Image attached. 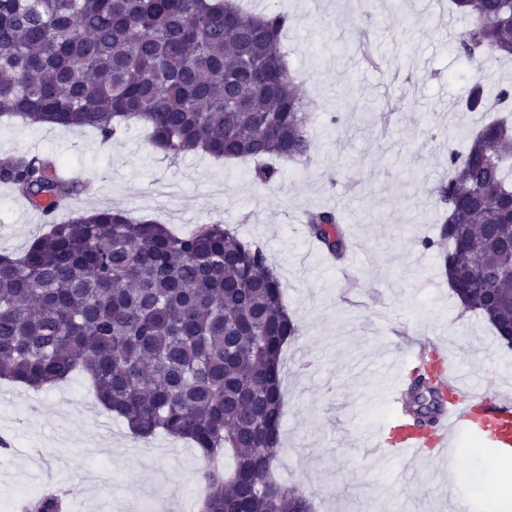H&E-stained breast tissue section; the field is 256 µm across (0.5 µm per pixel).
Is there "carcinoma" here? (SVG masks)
<instances>
[{
    "instance_id": "obj_1",
    "label": "carcinoma",
    "mask_w": 512,
    "mask_h": 512,
    "mask_svg": "<svg viewBox=\"0 0 512 512\" xmlns=\"http://www.w3.org/2000/svg\"><path fill=\"white\" fill-rule=\"evenodd\" d=\"M470 18L457 54L479 65L512 58V0H452ZM283 12L234 0H0V117L89 127L107 142L133 122L168 159L268 158L314 149L310 103L282 51ZM512 86L473 84L467 112L508 111ZM51 158L0 155V183L41 210L48 230L19 256L0 254V379L33 390L74 371L140 438L189 440L201 470L198 512H311L306 493L276 480L284 451L282 354L299 327L265 251L216 222L187 236L119 209L54 214L73 185ZM434 249L461 306L512 347V122L483 125L467 150H448ZM327 253L346 250L343 215L307 212ZM36 512H63L47 490Z\"/></svg>"
}]
</instances>
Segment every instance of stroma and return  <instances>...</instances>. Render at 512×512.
<instances>
[{
	"instance_id": "stroma-1",
	"label": "stroma",
	"mask_w": 512,
	"mask_h": 512,
	"mask_svg": "<svg viewBox=\"0 0 512 512\" xmlns=\"http://www.w3.org/2000/svg\"><path fill=\"white\" fill-rule=\"evenodd\" d=\"M257 11L288 16L282 41L288 69L315 108L317 149L302 176L283 166L278 182L254 181L255 159L188 154L163 158L145 125L104 142L89 128L28 125L0 118V154L39 150L88 187L72 208H117L187 234L220 222L260 245L276 269L288 311L299 325L283 358L281 441L288 453L275 474L309 491L314 512H447L452 497L470 512H496L486 483L496 458L470 436L452 462L413 459L389 466L367 454L365 434L388 421L384 398L394 376L386 360L420 348L444 351L475 386L512 394V349L480 315L462 311L435 252L440 206L432 188L448 174L449 150L465 151L495 113L456 119L470 84L512 85V61L474 66L453 39L469 20L448 0H251ZM368 32L382 60L356 51ZM338 208L348 254L331 266L302 212ZM41 214L0 185V253L18 254L41 231ZM0 497L38 486L68 491L88 512H197L203 460L187 442L162 454L159 434L136 438L94 398L83 373L41 391L0 381ZM112 451L108 490L78 476Z\"/></svg>"
}]
</instances>
